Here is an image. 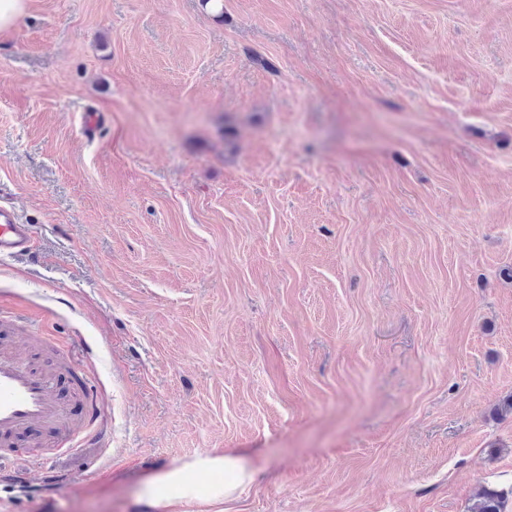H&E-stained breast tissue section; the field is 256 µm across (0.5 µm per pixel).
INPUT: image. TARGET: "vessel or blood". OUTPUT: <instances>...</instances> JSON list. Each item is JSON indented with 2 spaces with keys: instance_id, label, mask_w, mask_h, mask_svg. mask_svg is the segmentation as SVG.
Returning <instances> with one entry per match:
<instances>
[{
  "instance_id": "1",
  "label": "vessel or blood",
  "mask_w": 512,
  "mask_h": 512,
  "mask_svg": "<svg viewBox=\"0 0 512 512\" xmlns=\"http://www.w3.org/2000/svg\"><path fill=\"white\" fill-rule=\"evenodd\" d=\"M33 236L32 226L0 201V258L26 252ZM74 373L67 354L46 371L15 345L0 342V465L17 457L21 442L41 446L46 433L56 443L71 442L91 424L95 402L89 390L66 388Z\"/></svg>"
}]
</instances>
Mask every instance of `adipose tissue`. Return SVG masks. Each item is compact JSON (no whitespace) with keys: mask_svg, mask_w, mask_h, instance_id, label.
I'll list each match as a JSON object with an SVG mask.
<instances>
[{"mask_svg":"<svg viewBox=\"0 0 512 512\" xmlns=\"http://www.w3.org/2000/svg\"><path fill=\"white\" fill-rule=\"evenodd\" d=\"M218 472L224 475L223 483L211 486L209 491H202L195 481L196 476ZM253 481V472L238 456H200L147 479L141 499L147 505L157 508L158 512H165L174 503H188L201 497L212 502L235 499Z\"/></svg>","mask_w":512,"mask_h":512,"instance_id":"1","label":"adipose tissue"}]
</instances>
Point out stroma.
Masks as SVG:
<instances>
[{
  "label": "stroma",
  "mask_w": 512,
  "mask_h": 512,
  "mask_svg": "<svg viewBox=\"0 0 512 512\" xmlns=\"http://www.w3.org/2000/svg\"><path fill=\"white\" fill-rule=\"evenodd\" d=\"M93 112L100 124L82 129ZM0 258L101 437L0 512H467L512 482V0H28L0 32ZM34 236L31 224H25L15 208L5 204L0 192V258L21 254ZM218 472H224V484L210 487L205 494V499L208 501L233 500L254 481V473L238 456L232 454H224L221 457L200 456L191 462L147 479L141 500L151 507L160 509H167L176 502L189 503L203 495L200 486L192 480V476ZM166 487H177L178 490L174 495H168L162 492Z\"/></svg>",
  "instance_id": "obj_1"
}]
</instances>
